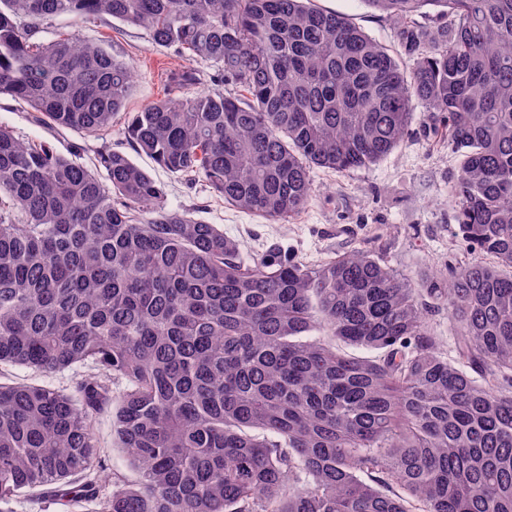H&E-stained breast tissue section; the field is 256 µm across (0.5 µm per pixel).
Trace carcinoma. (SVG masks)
Returning a JSON list of instances; mask_svg holds the SVG:
<instances>
[{
	"label": "carcinoma",
	"mask_w": 512,
	"mask_h": 512,
	"mask_svg": "<svg viewBox=\"0 0 512 512\" xmlns=\"http://www.w3.org/2000/svg\"><path fill=\"white\" fill-rule=\"evenodd\" d=\"M363 2L412 70L314 0H0V94L39 123L100 135L136 78L74 33L42 42L54 18L213 63L231 93L173 73L128 138L267 219L308 208L313 169L388 155L416 105L443 114L467 255L417 283L360 250L247 259L124 152L89 167L0 126V366L95 368L69 393L0 383V512H512V0ZM106 408L137 473L109 489Z\"/></svg>",
	"instance_id": "cac0c4a2"
}]
</instances>
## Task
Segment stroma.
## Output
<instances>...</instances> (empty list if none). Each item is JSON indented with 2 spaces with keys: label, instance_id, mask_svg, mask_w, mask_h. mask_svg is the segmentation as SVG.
<instances>
[{
  "label": "stroma",
  "instance_id": "1",
  "mask_svg": "<svg viewBox=\"0 0 512 512\" xmlns=\"http://www.w3.org/2000/svg\"><path fill=\"white\" fill-rule=\"evenodd\" d=\"M315 4L348 17L394 55H402L395 23L363 0H315ZM67 31L103 45L136 70L133 90L105 141L115 149L131 152L133 161L164 185L170 207L195 209L198 217L235 240L243 254L253 255L275 244L291 258L315 264L334 253L368 250L417 280L445 275L449 262L461 258L454 210L448 201V191L460 175L459 166L451 147L434 136L436 113L417 108L410 138L368 168L348 173L314 170L312 205L298 216L270 221L230 206L205 182L173 175L147 156L131 151L129 113L176 95V88L167 81L169 72L175 70H196L201 76V90H213L212 63L182 60L173 49L151 44L142 29L119 22L58 17L44 26L40 37L48 42ZM0 125L19 138L48 142L63 155L77 156L87 164L92 163L101 143L79 131L34 122L30 109L7 95L0 96ZM93 426L98 457L107 475L134 479L123 455L112 447L111 413H98Z\"/></svg>",
  "mask_w": 512,
  "mask_h": 512
}]
</instances>
